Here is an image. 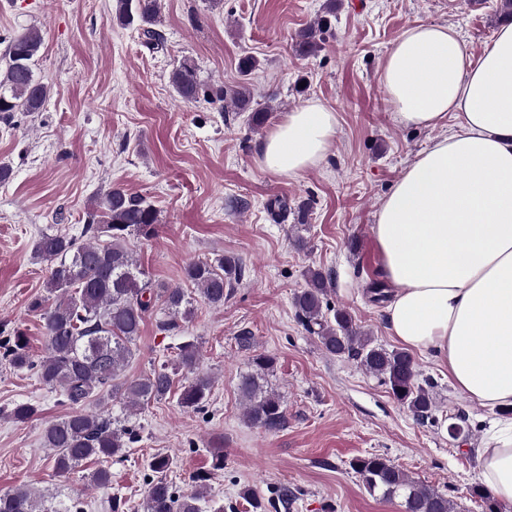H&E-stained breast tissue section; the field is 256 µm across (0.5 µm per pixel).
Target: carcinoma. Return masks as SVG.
Masks as SVG:
<instances>
[{
	"label": "carcinoma",
	"instance_id": "carcinoma-1",
	"mask_svg": "<svg viewBox=\"0 0 512 512\" xmlns=\"http://www.w3.org/2000/svg\"><path fill=\"white\" fill-rule=\"evenodd\" d=\"M161 0H115L112 19L122 26L141 31L144 45L157 49L163 37L155 29ZM336 0H326L313 22L295 37L294 48L302 56L320 51L336 22ZM5 68L0 70V120L11 125L17 114L40 112L49 87L36 73L43 37L28 29L4 38ZM170 83L179 98L193 101L203 94L195 68H175ZM235 112L248 113V126L264 127L268 109L252 107L246 87L230 94ZM159 212L143 197L132 196L120 187L107 191L87 212L84 237L66 232H43L34 242V252L46 263L45 293L34 296L29 310L42 321L47 356L34 361L23 332L0 340V360L17 370H27L40 383L55 391L63 405L73 407L64 417L48 423L44 447L53 451L55 473L69 474L87 460L109 461L123 455L138 442L135 429L118 423L112 412H85L79 406L94 401L99 405L119 402L130 411L159 402L171 393L173 379L166 365L153 368L142 378L128 380L123 370L133 356L141 327L160 312L158 325L165 331L181 328L194 315L192 297L180 286H152L150 274L142 268L128 241L157 237ZM239 258L222 255L213 261H194L183 268V282L192 285L200 298L212 307L224 306L243 277ZM305 287L295 293L293 306L297 322L317 337L331 355L355 361L367 373L385 384L393 398L422 424L439 426L442 420L432 393V382H421L414 358L402 350H388L375 343L343 310L331 311L328 303L329 276L308 268ZM333 312V318L327 312ZM276 360L267 354L251 357L250 371L242 376L239 390L245 402V417L253 425L276 432L288 423L281 397L268 388V377ZM178 368L187 374L178 396L184 409L202 410L210 398L213 379L200 368L197 344L192 340L179 346ZM38 413L30 402H19L8 417L25 422ZM172 461L157 454L149 463L154 478L148 483L144 512H201L205 498L204 478L196 477L198 488L181 495L167 479ZM364 488L383 499L401 498L404 512H460V506L409 475L379 455L364 456L352 463ZM0 512H48L41 495L28 488L0 494Z\"/></svg>",
	"mask_w": 512,
	"mask_h": 512
}]
</instances>
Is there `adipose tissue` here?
Segmentation results:
<instances>
[{"instance_id": "1", "label": "adipose tissue", "mask_w": 512, "mask_h": 512, "mask_svg": "<svg viewBox=\"0 0 512 512\" xmlns=\"http://www.w3.org/2000/svg\"><path fill=\"white\" fill-rule=\"evenodd\" d=\"M380 80L395 120L461 131L419 153L385 196L371 233L388 300V332L429 354L453 386L492 409L512 406V23L480 57L443 24L404 30ZM337 116L310 102L286 113L258 146L259 166L294 178L321 163ZM483 485L512 507V422L478 450Z\"/></svg>"}]
</instances>
